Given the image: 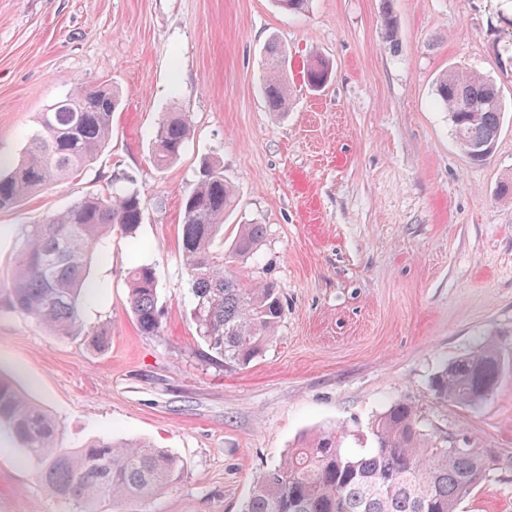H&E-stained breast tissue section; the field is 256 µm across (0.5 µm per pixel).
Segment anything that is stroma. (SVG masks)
<instances>
[{
	"instance_id": "1",
	"label": "stroma",
	"mask_w": 512,
	"mask_h": 512,
	"mask_svg": "<svg viewBox=\"0 0 512 512\" xmlns=\"http://www.w3.org/2000/svg\"><path fill=\"white\" fill-rule=\"evenodd\" d=\"M272 39L292 90L277 117L261 93ZM315 55L333 65L319 93L303 80ZM451 69L501 93L502 130L478 164L434 103ZM79 84L119 89L112 138L80 177L0 210V289L26 225L117 175L141 193L144 247L116 230L92 263L101 290L83 317L109 329L105 350L0 302V372L52 416L61 448L137 439L176 457L156 498L102 512H238L302 435L333 428L362 453L372 420L399 401L439 446L492 452L493 480L459 512H512V199L497 195L512 176V0H310L299 15L272 0H0V157L16 161L24 132ZM173 111L187 114L190 140L160 170L152 142ZM206 159L236 194L225 241L265 227L256 259L233 272L283 296L275 337L245 366L203 360L190 317L182 201ZM141 263L157 275V336L128 305L126 273ZM489 341L505 362L494 391L471 406L437 400L434 373ZM41 470L0 426V512H79Z\"/></svg>"
}]
</instances>
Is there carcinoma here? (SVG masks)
Segmentation results:
<instances>
[{"mask_svg":"<svg viewBox=\"0 0 512 512\" xmlns=\"http://www.w3.org/2000/svg\"><path fill=\"white\" fill-rule=\"evenodd\" d=\"M264 95L268 111L288 107L282 48L266 46ZM332 74L330 62L315 58L304 78L322 90ZM438 104L474 163L492 152L502 128L500 91L483 76L448 71L435 84ZM119 95L109 87L83 85L57 99L27 133L22 157L0 170V210L62 180L79 176L112 135V113ZM186 115L172 112L155 133L153 160L162 169L175 161L188 141ZM233 191L220 168L203 165L201 178L184 201L182 260L195 305L197 336L215 361L244 366L272 340L283 314L281 294L268 281L245 284L228 263L254 254L265 230L243 224L229 251L215 249L224 238V213ZM144 204L135 180L116 176L111 190L76 200L42 224L27 226L18 246L8 288V305L54 335L81 336L103 350L106 328L89 330L83 305L95 294L93 258L107 253L112 230L134 246ZM129 304L139 331L161 330L154 269L135 265L127 272ZM502 358L492 343L444 366L432 379L438 400L460 405L481 402L497 386ZM0 425L20 447L43 464L41 480L54 496L77 503L81 512H98L104 502H146L174 476L175 457L145 442L98 439L82 448L62 449L58 428L8 377L0 374ZM374 447L358 455L344 452L336 432L322 429L303 436L277 464L256 479L241 512H459L461 501L492 479L483 448H443L426 433L417 408L400 401L371 423Z\"/></svg>","mask_w":512,"mask_h":512,"instance_id":"1","label":"carcinoma"}]
</instances>
